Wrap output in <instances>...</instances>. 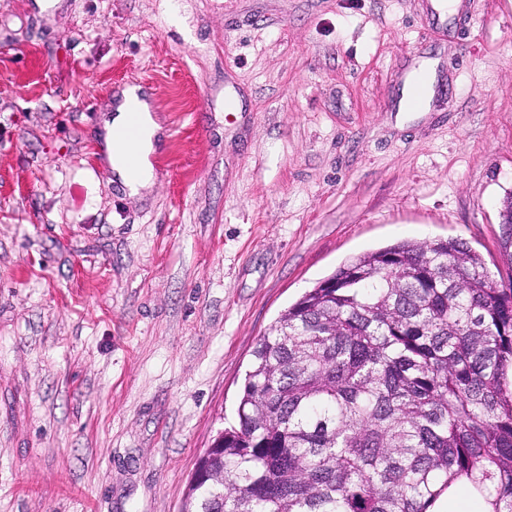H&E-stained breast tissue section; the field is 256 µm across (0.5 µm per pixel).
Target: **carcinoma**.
<instances>
[{
    "label": "carcinoma",
    "instance_id": "carcinoma-1",
    "mask_svg": "<svg viewBox=\"0 0 512 512\" xmlns=\"http://www.w3.org/2000/svg\"><path fill=\"white\" fill-rule=\"evenodd\" d=\"M512 247V196L501 211ZM253 352L187 512H427L456 477L512 512V287L458 239L365 253Z\"/></svg>",
    "mask_w": 512,
    "mask_h": 512
}]
</instances>
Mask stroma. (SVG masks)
I'll return each mask as SVG.
<instances>
[{"instance_id": "stroma-1", "label": "stroma", "mask_w": 512, "mask_h": 512, "mask_svg": "<svg viewBox=\"0 0 512 512\" xmlns=\"http://www.w3.org/2000/svg\"><path fill=\"white\" fill-rule=\"evenodd\" d=\"M169 1L0 0V512H181L258 340L361 254L454 238L512 284V0ZM128 84L138 196L95 176ZM434 71H435L434 63H432L431 61H428L425 64H423L422 66H420L417 70H414L409 75L408 83H407V90L405 93L404 102H403L400 112H424L426 100L431 92V85H432V80H433V76H434ZM419 81L421 82L420 91H421L422 100H424V101L420 107L416 108V107H412L409 104V96H410V91L412 94L413 91L415 90V88L417 87ZM116 98L112 116L104 122L107 154L119 184L130 195H140L153 184L150 157L158 150L162 128L140 86H126ZM132 110L137 117L130 120ZM125 132L129 141L138 137L129 143Z\"/></svg>"}]
</instances>
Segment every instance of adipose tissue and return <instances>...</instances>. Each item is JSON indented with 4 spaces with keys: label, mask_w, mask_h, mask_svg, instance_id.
<instances>
[{
    "label": "adipose tissue",
    "mask_w": 512,
    "mask_h": 512,
    "mask_svg": "<svg viewBox=\"0 0 512 512\" xmlns=\"http://www.w3.org/2000/svg\"><path fill=\"white\" fill-rule=\"evenodd\" d=\"M137 118L139 134L127 141L130 118ZM107 154L116 180L129 194L138 195L153 184L152 155L157 151L162 128L140 86L129 85L120 91L113 113L104 123ZM488 501L479 495L467 478L452 483L428 512H491Z\"/></svg>",
    "instance_id": "1"
}]
</instances>
